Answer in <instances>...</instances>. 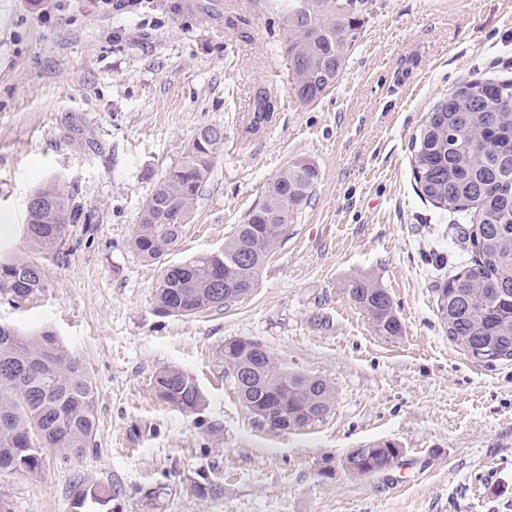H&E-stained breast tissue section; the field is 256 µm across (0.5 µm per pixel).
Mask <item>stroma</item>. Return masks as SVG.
<instances>
[{"label":"stroma","instance_id":"1","mask_svg":"<svg viewBox=\"0 0 512 512\" xmlns=\"http://www.w3.org/2000/svg\"><path fill=\"white\" fill-rule=\"evenodd\" d=\"M209 0H0V241L23 246L29 194L74 188L92 221L45 260L47 286L0 322L54 331L85 358L98 429L82 463L46 454L0 474L9 512H70L76 480L106 487L89 512H512V361L487 368L449 342L437 290L473 257L468 218L416 192L410 141L458 82L512 67V0H375L335 88L300 104L274 15L231 26ZM275 111L249 127L258 88ZM224 152L163 263L129 246L155 179L199 128ZM320 179L251 295L201 318L161 317L164 265L223 246L296 158ZM369 278L405 327L378 336L349 295ZM261 342L279 363L336 388L323 422L261 428L224 371V344ZM173 367L205 404L155 399ZM402 448L354 477L351 449Z\"/></svg>","mask_w":512,"mask_h":512}]
</instances>
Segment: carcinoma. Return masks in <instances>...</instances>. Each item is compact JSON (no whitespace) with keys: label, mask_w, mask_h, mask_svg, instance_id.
I'll return each mask as SVG.
<instances>
[{"label":"carcinoma","mask_w":512,"mask_h":512,"mask_svg":"<svg viewBox=\"0 0 512 512\" xmlns=\"http://www.w3.org/2000/svg\"><path fill=\"white\" fill-rule=\"evenodd\" d=\"M279 16L294 94L310 105L336 85L346 58L361 38L373 0H247ZM255 128L274 112L263 88L252 102ZM224 151V128L206 126L183 157L155 181L141 208L130 246L144 260L166 256L185 233L215 161ZM412 166L420 196L449 213L474 210L464 232L474 259L448 279L437 312L448 340L474 363L490 367L512 361V78H471L461 82L427 113L412 137ZM319 170L306 157L281 170L261 201L236 225L218 250L165 268L154 305L163 316L196 317L244 297L255 287L269 254L288 224L307 204ZM24 250L0 253V299L20 305L41 294L46 279L40 259L57 255L79 223L73 193L60 182L36 189L26 206ZM247 255L244 261L239 256ZM225 291L217 296L216 289ZM350 297L367 312L377 335L397 339L404 325L390 295L373 280L358 279ZM224 363L250 412L272 392L283 404L269 410L275 421L305 417L323 421L336 400L327 380L290 371L256 340L224 344ZM156 397L181 413L204 402L195 379L166 368L153 378ZM97 428L96 387L85 359L52 332H22L0 324V473L38 470L43 452L69 463L80 461ZM379 455L367 472L397 461L388 441L373 444ZM71 505L83 512L106 489L77 481Z\"/></svg>","instance_id":"cac0c4a2"}]
</instances>
